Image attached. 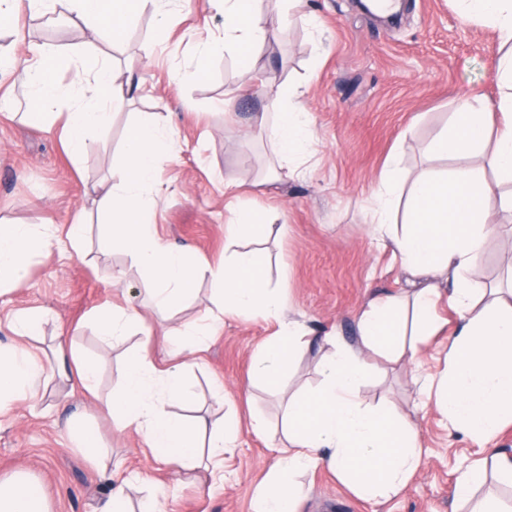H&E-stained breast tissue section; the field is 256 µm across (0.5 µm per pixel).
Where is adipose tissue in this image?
I'll use <instances>...</instances> for the list:
<instances>
[{
	"instance_id": "adipose-tissue-1",
	"label": "adipose tissue",
	"mask_w": 512,
	"mask_h": 512,
	"mask_svg": "<svg viewBox=\"0 0 512 512\" xmlns=\"http://www.w3.org/2000/svg\"><path fill=\"white\" fill-rule=\"evenodd\" d=\"M66 8L90 31L75 51L61 53L28 43L21 55L0 58V72L19 75L31 93L33 123L61 124V139L72 156L87 147L90 129L107 126L114 110L124 107L131 82L118 80L109 61L102 59V37L119 40L129 19L153 9L168 18L167 0H65ZM291 0H210L224 18V37L205 43L200 53L222 50L236 53L242 64L254 62V53L274 32L264 17H288ZM464 17L476 16L490 24L507 51L501 59L499 82L506 93L497 113L466 106L457 112L451 128L441 130L429 150L439 158L452 157L460 168L423 175L411 186L402 231L393 228V195L399 186L394 171H386L376 193L375 219L399 254L413 289L409 298L388 295L370 300L357 319L360 343L345 345L324 337L330 353L319 362L320 386L288 400L282 418L288 446L278 465L260 487L255 512H292L303 488L295 475L301 469L326 466L360 499L377 502L404 487L422 464L416 426L394 406H362L359 389L379 372V359L418 366L420 350L406 343L407 327L431 336L442 325L432 308L448 298L458 322L448 330V372L437 383L424 382L423 394H435L436 405L455 431L479 446H490L504 425L512 423V287L494 288L488 299L476 296L483 243L493 224L489 201L493 189L482 177L492 167L500 181H512V0H458ZM73 70L78 90L68 112H61L57 75ZM288 90L276 92L280 106L276 120L256 113L251 123L266 129L278 161L288 174L300 177L311 152L312 134L307 115ZM177 154L168 131L155 123L133 125L127 134L119 180L101 197L111 220L103 248L118 247L131 256L144 276L153 281L157 307L177 305L194 292L197 277H208L214 307L209 323L185 327L173 348L182 362L158 368L150 342H142L125 361L120 389L106 402V413L122 429L140 436L154 459L183 471L206 468L216 475L232 437L223 421L195 420L171 411V404L189 401L184 373L208 338L217 332L225 314L258 313L275 321L277 330L252 357L255 381L278 391L282 378L306 347L301 323L290 319L281 289L270 287L265 270L253 251L233 252L213 265L182 247L164 243L151 217L152 192L165 164ZM56 232L26 224L0 225V291L9 292L28 275L32 256L50 252ZM97 334L118 341L142 323L133 304L112 305L92 314ZM34 320L14 315L11 330L19 341L0 349V414L44 397L40 388L48 378L43 359L22 340L30 336ZM484 475L481 465L458 473V498L471 512H512V505L489 495L478 499L474 489ZM0 512H51L42 487L31 476L17 472L0 478Z\"/></svg>"
}]
</instances>
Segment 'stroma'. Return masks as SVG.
Masks as SVG:
<instances>
[{"label": "stroma", "instance_id": "obj_1", "mask_svg": "<svg viewBox=\"0 0 512 512\" xmlns=\"http://www.w3.org/2000/svg\"><path fill=\"white\" fill-rule=\"evenodd\" d=\"M399 26L385 27L352 0H305L285 26L275 18L276 38L258 52L254 68L233 54L201 59L198 45L224 35V19L208 0H173L169 20L151 13L134 17L122 41L101 46L117 75L125 61H138L140 92L114 111L105 128L91 132L90 147L72 159L57 132L30 124L29 91L19 79L0 75V222L71 224L84 213L79 248L32 259L27 278L0 297V345L15 344L8 324L16 312L39 317L25 345L53 361L59 337L92 359L99 369L97 396L71 382L48 381L36 407H15L0 415V477L25 471L46 491L52 512H103L119 476L104 470L78 448L69 423L94 429L107 457H122L125 473H142L172 489L168 512H253L255 493L275 465L285 437L282 416L291 394L315 388L321 379L319 348L290 367L284 393L272 394L249 378L251 356L275 331L259 316L226 314L194 366L187 372L194 414L225 418L237 436L224 455V477L205 481L203 471H175L148 455L139 436L111 422L104 404L119 389L126 353L152 336L154 354L164 359L163 335L204 320L211 284L197 281L194 295L171 309L151 306L153 284L120 249L105 250L107 228L98 200L117 178L126 135L134 123L151 119L170 131L177 162L161 175L152 222L168 243L190 247L209 263L221 262L227 244L228 211L221 174L251 189L241 204L260 202L272 236L254 243L272 287L281 289L289 315L316 335L335 333L357 344V316L378 295L408 293L410 287L392 247L383 246L371 222L368 201L390 160L400 176L453 169L431 158L434 135L450 123L465 98L497 103V73L504 48L496 33L464 18L456 0H405ZM88 35L77 21L32 19L18 0L12 21L0 29V52L20 53L33 41L69 51ZM302 92L315 138L303 178L280 169L263 131L252 127L257 112H274L271 88ZM248 95H240V88ZM235 97L232 115L221 106ZM496 232L484 245L481 287L503 284L512 272V212L493 207ZM124 272L107 287L102 275ZM132 299L145 317L143 329L118 343L96 336L89 316L107 305ZM447 339L433 336L421 345V368L391 364L360 390L364 404L386 400L416 425L423 463L407 485L390 498L368 503L327 467L302 476L303 497L296 512H452L458 471L486 454L450 431L433 401L422 398L424 379L438 380L447 369ZM265 422L266 437L253 431Z\"/></svg>", "mask_w": 512, "mask_h": 512}]
</instances>
